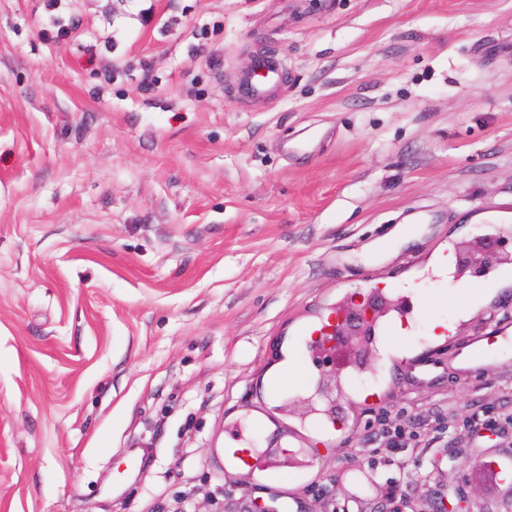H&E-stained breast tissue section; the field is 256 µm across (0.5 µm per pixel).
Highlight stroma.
<instances>
[{
	"label": "stroma",
	"mask_w": 512,
	"mask_h": 512,
	"mask_svg": "<svg viewBox=\"0 0 512 512\" xmlns=\"http://www.w3.org/2000/svg\"><path fill=\"white\" fill-rule=\"evenodd\" d=\"M0 0V512H174L191 492L224 512L289 497L308 512H425L456 490L512 512L479 471L507 451L471 440L512 416V361L462 372V340L512 321L473 308L430 344L434 382L381 360L366 324L326 394L269 398L299 321L376 307L365 272L401 214L423 222L384 262L478 242L512 256V0ZM276 56L261 102L239 78ZM310 152L289 146L310 136ZM381 388L375 404L365 390ZM332 405L339 440L303 429ZM442 418L433 431L426 419ZM423 439L391 448L382 420ZM239 421L294 484L240 483L220 452ZM345 470L371 472L354 500Z\"/></svg>",
	"instance_id": "obj_1"
}]
</instances>
